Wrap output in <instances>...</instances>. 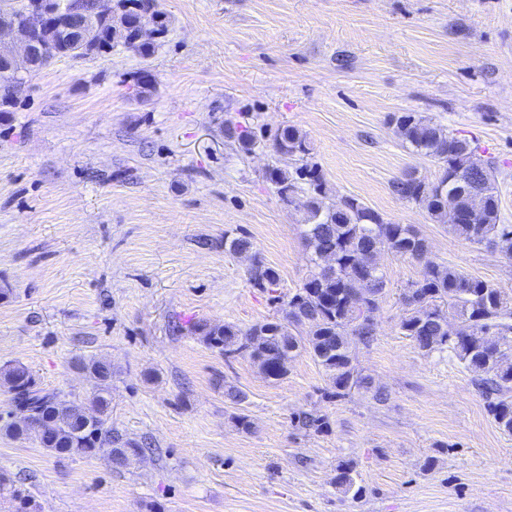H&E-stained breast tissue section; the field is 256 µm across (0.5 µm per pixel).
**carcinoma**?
<instances>
[{
    "instance_id": "cac0c4a2",
    "label": "carcinoma",
    "mask_w": 512,
    "mask_h": 512,
    "mask_svg": "<svg viewBox=\"0 0 512 512\" xmlns=\"http://www.w3.org/2000/svg\"><path fill=\"white\" fill-rule=\"evenodd\" d=\"M120 26L125 30L122 45L142 58L152 54L154 44L139 41L142 28L159 35L167 31L166 14L138 10L137 0H119ZM112 21L99 20L74 39L56 47L55 55L83 59L112 52L109 31ZM136 94L148 99L156 78L148 69L138 72ZM395 135L410 152L427 157L439 168V176L427 182L408 171L391 183L401 199L424 209L439 224H449L456 236L484 245L512 258V224L500 223L497 162L477 154L474 141L458 136L415 112L391 118ZM277 165L269 171L281 200L294 203L304 193L303 239L314 270L302 286L284 301V316L258 323L246 330L233 324L195 328L202 340L226 355L247 357L269 379L288 373L290 362L304 350L327 374L332 384L329 396L342 399L354 390L372 394L378 402L386 393L373 385L355 363L353 344L374 341L373 318L362 310H376L387 281L377 264L378 253L387 248L401 256L424 261L421 276L402 294L407 308L401 329L422 352L448 350L473 374L487 409L498 428L512 435V296L485 280L469 276L452 266H442L426 258L427 245L411 224L385 221L355 197L323 206V180L311 162L312 148L306 136L294 127L283 128L274 139ZM454 197L460 218L448 222L445 200ZM224 249L236 255H250L246 269L253 288L275 292L277 271L252 253L253 245L244 236L224 238ZM78 367L95 380L91 400L102 411L100 420L83 433L75 434L85 400L73 399L40 388L33 374L21 364L0 368V388L11 398L30 402L41 409L39 418L21 424L7 420L4 434L14 440H36L58 455L106 453L120 470L140 453V445L108 425L112 403V363L103 359L81 361ZM296 427L322 433L329 429L328 418L316 412L295 415ZM334 483L346 493L362 494L356 486L355 466L342 461L336 466ZM12 504V512H29L32 496L0 472V496Z\"/></svg>"
}]
</instances>
